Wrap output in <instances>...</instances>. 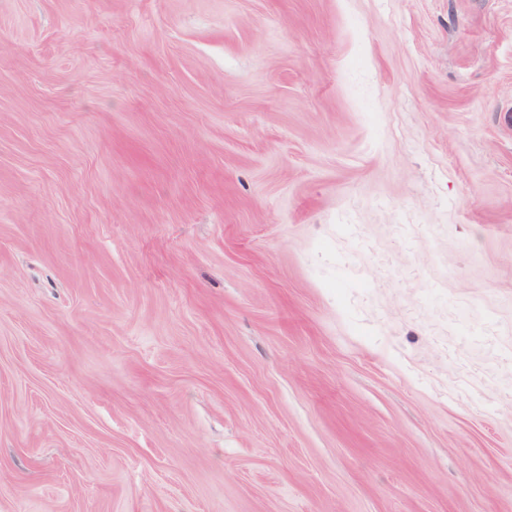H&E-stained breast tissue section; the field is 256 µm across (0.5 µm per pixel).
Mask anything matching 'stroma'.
Masks as SVG:
<instances>
[{"label":"stroma","mask_w":512,"mask_h":512,"mask_svg":"<svg viewBox=\"0 0 512 512\" xmlns=\"http://www.w3.org/2000/svg\"><path fill=\"white\" fill-rule=\"evenodd\" d=\"M0 512H512V0H0Z\"/></svg>","instance_id":"stroma-1"}]
</instances>
